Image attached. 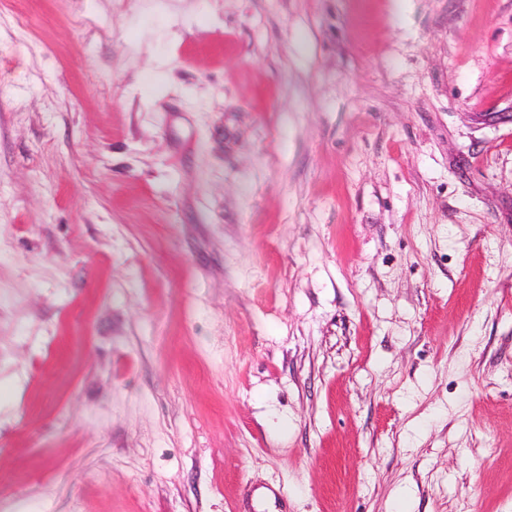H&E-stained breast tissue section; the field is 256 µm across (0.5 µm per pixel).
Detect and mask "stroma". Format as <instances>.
<instances>
[{
  "label": "stroma",
  "mask_w": 512,
  "mask_h": 512,
  "mask_svg": "<svg viewBox=\"0 0 512 512\" xmlns=\"http://www.w3.org/2000/svg\"><path fill=\"white\" fill-rule=\"evenodd\" d=\"M512 512V0H0V512Z\"/></svg>",
  "instance_id": "1"
}]
</instances>
